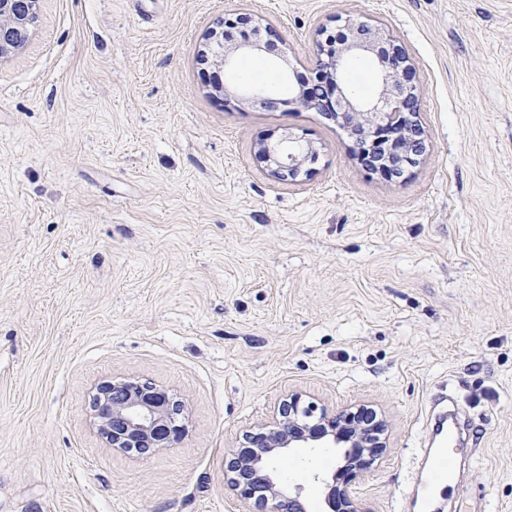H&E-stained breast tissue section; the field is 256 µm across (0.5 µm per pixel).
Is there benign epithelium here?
<instances>
[{
	"instance_id": "7a95c632",
	"label": "benign epithelium",
	"mask_w": 512,
	"mask_h": 512,
	"mask_svg": "<svg viewBox=\"0 0 512 512\" xmlns=\"http://www.w3.org/2000/svg\"><path fill=\"white\" fill-rule=\"evenodd\" d=\"M15 0H0V53L24 46L34 24V11H14ZM345 35L332 43L326 38L316 45L317 66L339 74L352 58L377 61L381 85L375 94L360 99L341 79L327 87H301L289 102L342 120L351 132L359 154L367 157L369 169L397 177L415 165L425 152L423 132L416 121L419 111L412 71L404 52L383 28L372 24L348 23ZM260 60L284 58L278 44L261 37L224 39V24L212 29L199 52L202 65H213L209 83L222 102L245 101L276 108L282 100L263 88L240 85L224 88V68L240 58ZM258 156L278 178L308 175L305 164L315 162L317 153L303 137L288 140L268 135ZM91 414L112 451L147 457L158 450H173L186 432L183 401L154 383L132 378L102 383L93 400ZM278 417L270 426L245 434L244 445L232 450L224 480L237 493L247 512H307L301 501L302 488L285 494L275 473L267 470L272 458L288 461L292 448H341L344 465L332 478L324 503L329 512H360L353 483L358 475L377 463L386 444L383 425L366 408L331 412L296 395L283 399Z\"/></svg>"
}]
</instances>
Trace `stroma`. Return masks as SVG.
Returning <instances> with one entry per match:
<instances>
[{"label":"stroma","mask_w":512,"mask_h":512,"mask_svg":"<svg viewBox=\"0 0 512 512\" xmlns=\"http://www.w3.org/2000/svg\"><path fill=\"white\" fill-rule=\"evenodd\" d=\"M242 14L314 82L345 20L405 50L428 148L402 177L291 104L228 111L197 61ZM0 54V512H238L224 462L282 398L365 405L383 459L362 512L402 497L441 391L473 467L431 512L486 494L512 512V0H38ZM313 143L310 177H273L268 134ZM119 377L185 405L176 449L134 460L92 425ZM342 460L299 448L281 471L321 505Z\"/></svg>","instance_id":"35a3bbf8"}]
</instances>
